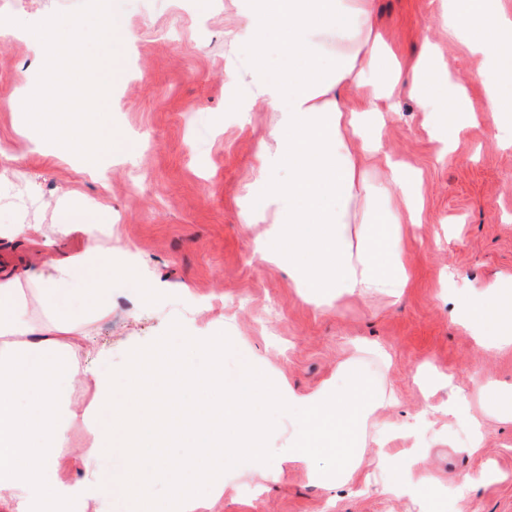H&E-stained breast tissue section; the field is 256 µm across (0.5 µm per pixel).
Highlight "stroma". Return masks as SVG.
I'll use <instances>...</instances> for the list:
<instances>
[{"mask_svg":"<svg viewBox=\"0 0 512 512\" xmlns=\"http://www.w3.org/2000/svg\"><path fill=\"white\" fill-rule=\"evenodd\" d=\"M117 10L131 33L121 57L83 44L54 62V76L72 91L71 113L86 143L100 140L94 114L104 108L113 135L133 153L99 158L91 169L56 158L19 135L22 113L0 106V185L31 203L23 216L0 208V224L52 223L57 196L69 190L111 211L113 230L138 257L142 275L113 279L112 313L96 328L98 364L115 391L133 353L178 327L223 337L228 392L267 362L274 379L306 394L350 360L396 397L377 412L366 466L340 487L315 483L307 467L286 462L296 426L274 405L259 404L269 473L227 474L223 495L202 512H421L420 491L389 490L403 450L420 446L429 454L418 470L429 477L439 512H512V419H487L478 448L469 428L471 418H487L486 403L469 396L474 379L512 405V350H482L464 317L471 301L512 294V145L482 118L447 152L435 133L454 120L452 103L437 97L425 112L413 98L396 99L381 130L384 154L362 177L382 186L390 160L420 174L422 222L402 228L409 284L397 298L370 293L315 306L287 263L264 261L256 250L277 235L282 202L244 217L263 188L260 170L288 178L271 136L287 113L242 106L253 60L273 77L287 64V49L277 41L257 47L252 0H117ZM441 10L442 0H374L376 26L404 64L424 53L418 30ZM44 16L99 23L94 0H0V83L8 89L35 86L45 60L11 29ZM115 67L120 77L102 83L100 71ZM85 241L77 231L38 255L23 237H1L0 269L63 258ZM146 287L155 289L153 301H142ZM422 366L451 376L468 400L464 412L449 414V390L420 389L414 376ZM410 421L413 431L402 434ZM489 465L497 480L478 482Z\"/></svg>","mask_w":512,"mask_h":512,"instance_id":"obj_1","label":"stroma"}]
</instances>
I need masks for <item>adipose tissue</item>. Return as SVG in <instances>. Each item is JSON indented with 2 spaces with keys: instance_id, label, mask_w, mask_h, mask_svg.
<instances>
[{
  "instance_id": "1",
  "label": "adipose tissue",
  "mask_w": 512,
  "mask_h": 512,
  "mask_svg": "<svg viewBox=\"0 0 512 512\" xmlns=\"http://www.w3.org/2000/svg\"><path fill=\"white\" fill-rule=\"evenodd\" d=\"M95 8L106 20L95 31L78 23L66 29L45 17L18 24L14 32L60 57L75 41L88 39L119 53L130 34L114 0H97ZM250 21L258 43L274 39L288 46L283 73L257 80L253 94L272 107L279 103V89L287 88L288 122L276 140L281 160L293 172L285 183L262 175L264 195L254 201L253 212L272 198L288 202L280 233L262 249V259L287 260L298 286L318 301L332 291L340 297L400 294L408 284L401 226L421 221L418 177L390 164V184L380 194L399 191L403 210H368L356 247L339 229L349 203L367 187L357 170L380 153L378 142L365 139L362 121L380 114L381 102L403 93L424 106L431 94L445 95L459 114L446 135L449 149H456L474 118L470 86L443 67L435 30L466 29L471 51L512 76V14L502 0H449L441 25L428 22L420 29L425 55L406 67L375 28L373 0H254ZM347 85L360 89L357 100L343 98ZM6 102L25 112L32 141L48 139L95 161L79 129L58 118L69 106L59 88L38 86L24 96L9 94ZM130 254L122 242L104 248L91 239L82 252L48 269L0 275V512H73L101 486L121 490L134 512H198L194 485L209 487L216 497L223 493L212 478L215 470L230 473L244 465L261 474L268 468L265 426L251 413L261 402L302 418L304 430L289 447V460L310 465L316 481H351L361 453L360 431L386 400L385 391L351 364L306 395L286 390L258 369L228 396L219 381L220 339L186 333L135 353L126 397L115 398L111 377L83 358L95 348L96 324L112 310V258ZM76 382L92 388L89 401L73 398ZM187 388L199 391L193 407L173 404V394ZM162 420L182 450L181 463L160 448ZM76 427L85 429L91 442L72 451L73 464L85 475L74 482L61 471L59 450ZM123 444L131 450L128 468L119 474L102 468L101 459ZM160 481L169 490L163 507L152 495Z\"/></svg>"
}]
</instances>
